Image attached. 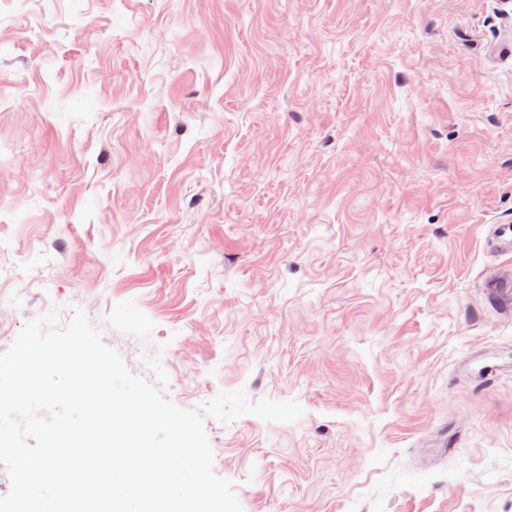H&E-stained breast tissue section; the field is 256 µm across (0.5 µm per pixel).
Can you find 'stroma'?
Returning <instances> with one entry per match:
<instances>
[{"instance_id": "35a3bbf8", "label": "stroma", "mask_w": 512, "mask_h": 512, "mask_svg": "<svg viewBox=\"0 0 512 512\" xmlns=\"http://www.w3.org/2000/svg\"><path fill=\"white\" fill-rule=\"evenodd\" d=\"M512 0H0V351L83 309L243 512H512ZM489 236L492 246L500 255H512V225L510 222L493 224ZM488 299L498 308L512 310V277L505 275L486 289Z\"/></svg>"}]
</instances>
